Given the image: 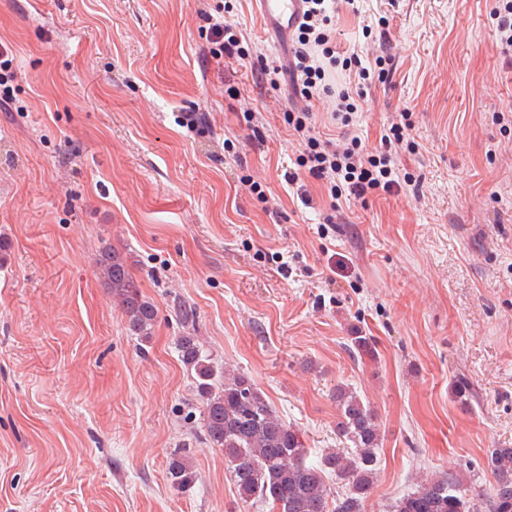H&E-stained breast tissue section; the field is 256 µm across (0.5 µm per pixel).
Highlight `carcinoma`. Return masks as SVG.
<instances>
[{
	"instance_id": "carcinoma-1",
	"label": "carcinoma",
	"mask_w": 512,
	"mask_h": 512,
	"mask_svg": "<svg viewBox=\"0 0 512 512\" xmlns=\"http://www.w3.org/2000/svg\"><path fill=\"white\" fill-rule=\"evenodd\" d=\"M95 268L127 317L130 334L148 341L157 308L142 295L126 259L106 248ZM176 348L202 403L204 440L224 450L241 500L268 502L274 512H363L374 483L380 425L374 410L355 391L338 385L334 393L336 429L351 448H329L318 463L308 465L299 431L279 417L247 374H231L215 365L203 338L194 331L177 337ZM349 349L358 355L373 354L370 339L359 330L351 333ZM486 466L495 486L483 501L485 512H512V448L490 450ZM327 474L348 485V491L332 502ZM166 477L179 490L194 485L197 474L185 450L170 455ZM393 512H471V507L448 476L419 482L399 499Z\"/></svg>"
}]
</instances>
